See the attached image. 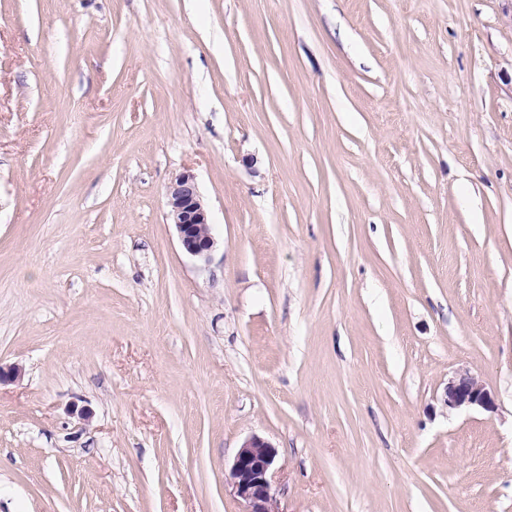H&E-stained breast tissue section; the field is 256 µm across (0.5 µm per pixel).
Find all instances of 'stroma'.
<instances>
[{"label":"stroma","instance_id":"1","mask_svg":"<svg viewBox=\"0 0 512 512\" xmlns=\"http://www.w3.org/2000/svg\"><path fill=\"white\" fill-rule=\"evenodd\" d=\"M15 367L0 512H512V0H0ZM168 218L174 224L184 253L199 261H209L215 247L209 214L195 176L179 175L167 191ZM444 397V403L448 409L464 407L494 409L490 392L478 377L467 371L456 373V376L448 380ZM276 458V448L257 435L239 447L230 466V482L245 504L244 512H277L271 481Z\"/></svg>","mask_w":512,"mask_h":512}]
</instances>
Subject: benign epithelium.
Here are the masks:
<instances>
[{
  "label": "benign epithelium",
  "mask_w": 512,
  "mask_h": 512,
  "mask_svg": "<svg viewBox=\"0 0 512 512\" xmlns=\"http://www.w3.org/2000/svg\"><path fill=\"white\" fill-rule=\"evenodd\" d=\"M168 218L174 224L184 253L199 261H208L215 247L209 214L195 176L179 175L167 191ZM444 403L450 409L481 407L494 409V401L478 377L460 372L448 380ZM277 450L257 435L245 440L230 466L234 494L245 504V512H276L271 481Z\"/></svg>",
  "instance_id": "1"
}]
</instances>
